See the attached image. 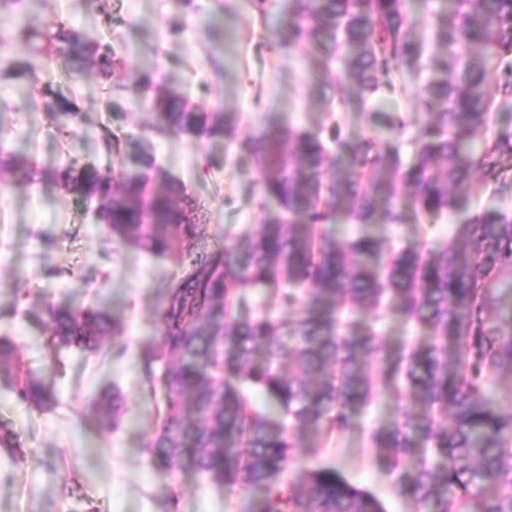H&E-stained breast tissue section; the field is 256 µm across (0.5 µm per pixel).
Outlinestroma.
Wrapping results in <instances>:
<instances>
[{
	"instance_id": "stroma-1",
	"label": "stroma",
	"mask_w": 512,
	"mask_h": 512,
	"mask_svg": "<svg viewBox=\"0 0 512 512\" xmlns=\"http://www.w3.org/2000/svg\"><path fill=\"white\" fill-rule=\"evenodd\" d=\"M293 0H266L256 11L249 0H0V68L28 55L18 39L20 29L59 17L89 36L111 42L123 67L114 78L85 71L74 83L61 75L62 59L40 60L30 90L0 76V130L13 145L30 151L40 171L64 163L68 155L119 176L120 163L103 147L138 141L155 156L158 166L181 178L203 205L199 214L209 241L231 245L245 226L268 217L259 205L260 172L253 160L236 154L234 137L271 124L310 130L326 122L327 103L346 100L340 134L351 142L380 136L373 102H360L352 84L329 80L323 63L306 51L277 49L272 30L291 14ZM149 76L154 86L180 89L191 103L233 115L232 135H154L151 94L138 84ZM426 75L405 69L395 77L396 92L380 91L409 123L397 140L404 166L417 161L413 139L424 116L415 99ZM52 85L75 96L82 117L71 149L46 117L41 89ZM118 102L127 117L111 120L107 100ZM499 182L474 179L470 191L456 192L452 213L431 219L417 213L409 192L398 204L402 224L360 225L346 211L335 213L327 229L345 241L360 232L379 238L384 253L405 247L422 251L446 243L455 225L493 207L512 215V155L499 158ZM0 336L9 337L26 364L47 370L64 360L55 377L60 405L39 411L16 400L0 386V421L21 437L24 452H0V512H71L78 497H89L98 512H167L177 499L178 512H252L262 489L210 481L183 470L169 473L144 452L162 401L145 380L141 366L155 333L162 286L176 283L187 266L153 257L137 247L107 240L92 213L54 181H12L0 170ZM107 296L113 315L123 324L110 344L124 350L121 359L99 354L56 355L46 332L53 306L82 307ZM356 327L375 326L391 349L429 341V330L396 311L362 310L351 317ZM119 385L127 397L119 429L81 418L80 408L101 390ZM403 400L383 380H376L373 400L351 426L323 439L312 449V436L294 449L290 477L303 483L308 470L335 466L352 485L373 493L385 512H416L408 496L396 495V480L382 462L369 434L392 422ZM73 494H66V487Z\"/></svg>"
}]
</instances>
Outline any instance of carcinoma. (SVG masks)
Wrapping results in <instances>:
<instances>
[{
	"mask_svg": "<svg viewBox=\"0 0 512 512\" xmlns=\"http://www.w3.org/2000/svg\"><path fill=\"white\" fill-rule=\"evenodd\" d=\"M286 31L272 32L282 49L303 48L324 63H339L371 97L381 86L395 90L391 76L420 64L424 46L412 31L403 0H296ZM452 18L434 23L445 54L428 61L431 76L417 99L425 116L414 144L415 166L403 169L397 151L375 139L351 143L329 115L336 165L322 130L280 126L235 141L237 152L260 171L261 207L276 217L245 230L230 247L193 253L205 236L197 223L202 206L174 175L161 171L141 148L127 150L121 185L94 164L66 165L49 177L80 198L113 239L191 269L166 289L143 361L144 376L163 393L154 433L145 452L167 471L191 470L215 482L261 487L254 512H383L378 498L350 484L332 465H322L298 489L287 479L301 429L321 438L348 428L371 402L373 377L400 386L407 401L398 418L371 436L387 450L386 465L403 471L397 493L411 496L418 512H512V385L497 396L492 378L512 370V330L487 326L484 313L507 314L512 290L500 287L512 275V216L487 208L458 225L438 251L404 248L382 254L377 239L362 233L340 244L324 228L335 206L349 203L359 224H400V185L414 188L417 211L435 218L454 206L453 191L500 176L495 157L512 154V139L474 145L491 120L496 97L512 98V78L491 84L493 59L512 54V0H453ZM29 55L5 77L32 79L35 59L66 46V75L88 68L104 74L118 64L112 45L50 22L25 32ZM47 116L60 139H73L77 103L42 88ZM150 129L218 135L233 121L226 113L188 107L181 91L160 87L151 99ZM395 137L404 136L402 115H382ZM438 158L448 168L429 172ZM0 162L18 180L29 179L31 158L0 136ZM391 167L395 178L383 177ZM275 288L280 304L296 310L290 323L269 314L239 319L243 294ZM371 307L399 311L428 326L431 342L390 350L374 327L353 329L344 314ZM50 344L57 351L99 352L122 331L104 300L82 308L49 310ZM0 379L31 408L58 404L46 375L24 366L16 346L0 338ZM260 392L280 419L255 408L247 389ZM125 396L112 387L95 399L93 413L114 429ZM291 419L292 425L283 418ZM452 422H447V419ZM0 449L23 453L19 434L0 425Z\"/></svg>",
	"mask_w": 512,
	"mask_h": 512,
	"instance_id": "obj_1",
	"label": "carcinoma"
}]
</instances>
